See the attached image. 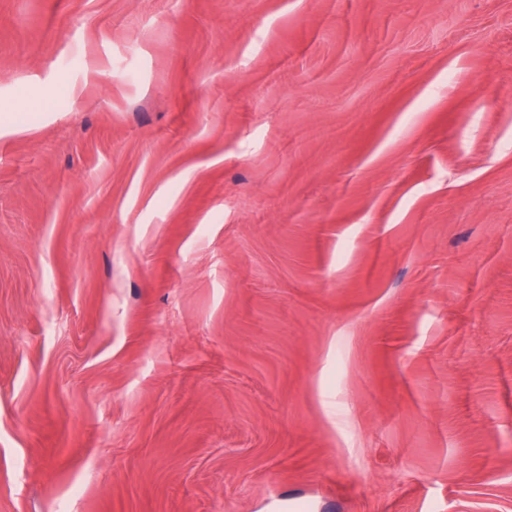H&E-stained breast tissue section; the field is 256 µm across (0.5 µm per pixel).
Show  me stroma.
Here are the masks:
<instances>
[{
	"label": "stroma",
	"mask_w": 512,
	"mask_h": 512,
	"mask_svg": "<svg viewBox=\"0 0 512 512\" xmlns=\"http://www.w3.org/2000/svg\"><path fill=\"white\" fill-rule=\"evenodd\" d=\"M0 103V512H512V0H0Z\"/></svg>",
	"instance_id": "1"
}]
</instances>
